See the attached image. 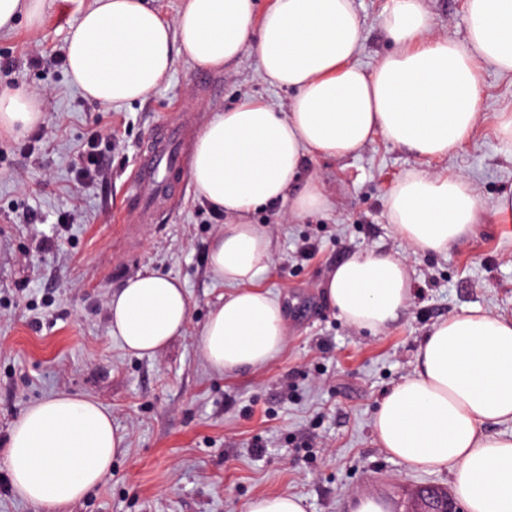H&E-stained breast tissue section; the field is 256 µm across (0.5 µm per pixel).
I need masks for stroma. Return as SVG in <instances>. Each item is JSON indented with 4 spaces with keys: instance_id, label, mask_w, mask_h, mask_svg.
Instances as JSON below:
<instances>
[{
    "instance_id": "obj_1",
    "label": "stroma",
    "mask_w": 512,
    "mask_h": 512,
    "mask_svg": "<svg viewBox=\"0 0 512 512\" xmlns=\"http://www.w3.org/2000/svg\"><path fill=\"white\" fill-rule=\"evenodd\" d=\"M389 0H354L364 28L356 59L372 69L392 44L382 15ZM93 0H47L40 26L18 17L0 32V91L37 98L45 136L0 132V512H41L10 490L7 437L30 404L60 391L98 401L125 437L112 471L70 512H244L260 494L299 496L307 512H348L359 494L407 512L416 493L451 491L445 472L408 469L379 448L372 433L379 399L415 368L431 326L469 308L512 318V217L497 200L512 193V155L496 116L512 112V76L479 64L485 119L449 157L425 161L374 138L346 158H304L297 186L317 179L327 211L288 219L283 205L251 216L266 225L275 258L258 278L284 305L288 339L262 369L224 376L198 349L199 331L225 288L212 276L207 246L224 218L184 180L143 224H118L132 206L126 181L155 130L190 107L194 130L218 112L258 99L287 108L291 91L264 83L254 54L209 71L175 56L166 78L143 99L100 104L86 99L54 53ZM436 32L466 37V0H426ZM40 55L44 63L24 61ZM94 142L103 178L79 182L75 169ZM463 174L472 181L480 220L441 254L408 255L386 214L387 195L406 173ZM39 221L28 224L25 213ZM71 213L72 223L56 224ZM311 243L310 258L296 257ZM407 256L413 293L397 321L377 335L341 319L321 288L352 254ZM152 269L181 281L190 300L184 334L156 355L127 352L108 328L112 289Z\"/></svg>"
}]
</instances>
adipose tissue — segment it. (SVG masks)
<instances>
[{"label":"adipose tissue","instance_id":"1","mask_svg":"<svg viewBox=\"0 0 512 512\" xmlns=\"http://www.w3.org/2000/svg\"><path fill=\"white\" fill-rule=\"evenodd\" d=\"M465 41L433 30L425 0H391L382 26L395 48L372 70L355 58L363 25L353 0H185L167 23L145 0H94L67 45L73 82L101 104L144 98L169 73L175 53L220 70L253 51L264 82L292 90L289 110L248 100L217 114L195 139L190 178L226 222L210 240L208 265L229 293L213 306L199 350L233 375L274 360L287 341L281 303L256 286L273 261V238L250 215L284 203L292 219L326 211L317 180L293 182L304 158H345L375 136L424 159L452 155L480 123L477 62L512 72V0H467ZM40 102L0 93V131L39 124ZM464 175L407 173L391 188L387 219L409 255L443 253L479 219ZM349 325L384 332L411 296L407 257L357 253L322 285ZM109 331L128 351L157 354L184 335L190 303L178 280L147 269L112 292ZM512 319L471 309L434 325L416 367L380 400L373 430L407 468L448 471L465 512H512ZM126 451L123 435L95 399L66 392L31 405L8 438L10 487L43 512H67L97 488Z\"/></svg>","mask_w":512,"mask_h":512}]
</instances>
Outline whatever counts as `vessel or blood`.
Instances as JSON below:
<instances>
[{"mask_svg": "<svg viewBox=\"0 0 512 512\" xmlns=\"http://www.w3.org/2000/svg\"><path fill=\"white\" fill-rule=\"evenodd\" d=\"M186 134L183 123L164 125L129 178L128 189L136 198L137 207L134 211L120 213L119 223L134 224L151 215L157 204L167 197L172 181L183 176Z\"/></svg>", "mask_w": 512, "mask_h": 512, "instance_id": "1", "label": "vessel or blood"}]
</instances>
